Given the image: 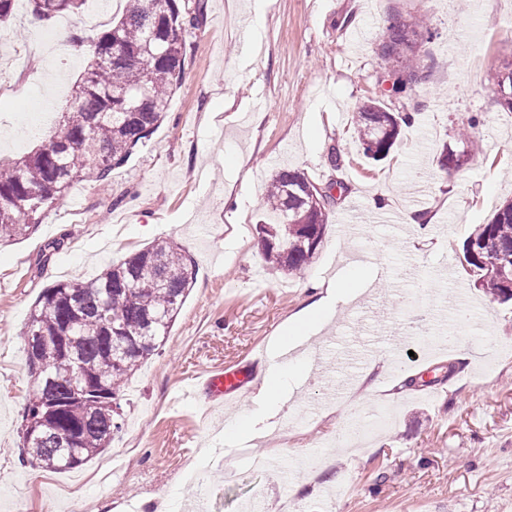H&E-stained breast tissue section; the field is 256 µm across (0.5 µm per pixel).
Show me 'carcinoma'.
<instances>
[{"mask_svg":"<svg viewBox=\"0 0 512 512\" xmlns=\"http://www.w3.org/2000/svg\"><path fill=\"white\" fill-rule=\"evenodd\" d=\"M31 12L52 20L78 17L85 0H28ZM204 0H126L125 12L94 43L64 119L44 143L20 159H0V242L30 235L41 217L75 182L104 181L164 120L181 84L188 37L203 25ZM423 16L399 20L383 32L385 73L400 77L399 93L423 80L419 45L432 37ZM410 112H390L369 99L353 113L363 154L376 161L394 146ZM460 153L443 146L442 170H458ZM305 174L276 171L264 208L273 221L256 228L266 264L285 274L314 260L331 206L312 209ZM463 258L486 293L512 300V200L479 224L463 245ZM180 247L157 242L84 282L43 289L22 336L33 390L23 425L31 459L76 469L109 447L122 431L114 407L121 388L164 342L193 284ZM77 361L71 379L57 371L62 353Z\"/></svg>","mask_w":512,"mask_h":512,"instance_id":"carcinoma-1","label":"carcinoma"}]
</instances>
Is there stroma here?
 Here are the masks:
<instances>
[{
	"instance_id": "35a3bbf8",
	"label": "stroma",
	"mask_w": 512,
	"mask_h": 512,
	"mask_svg": "<svg viewBox=\"0 0 512 512\" xmlns=\"http://www.w3.org/2000/svg\"><path fill=\"white\" fill-rule=\"evenodd\" d=\"M15 0L0 42V140L41 102L61 116L88 64L45 44L55 26H26ZM427 15L424 79L410 94L381 84L383 29ZM512 58V0H205L183 80L161 125L102 182L75 184L29 236L0 243V512H512V302L475 285L462 245L512 199V112L492 76ZM417 111L381 161L364 156L354 110L367 99ZM478 117L483 151L444 174L437 158ZM337 148L340 166L329 162ZM343 182L312 264L287 276L255 247L273 170ZM422 193L430 235L368 223L344 241L341 215L388 211ZM177 243L194 286L167 342L122 388L125 426L80 468L36 470L21 426L32 390L21 333L43 288L86 281L158 240ZM377 278L354 303L337 299L324 334L334 354L274 412L246 399L183 393L193 372L250 364L310 298L309 282L341 275L350 252ZM393 412L361 450L329 447L343 417ZM261 428L241 454L224 440L227 412ZM310 410L297 427L291 412ZM278 468L262 466L266 456Z\"/></svg>"
}]
</instances>
